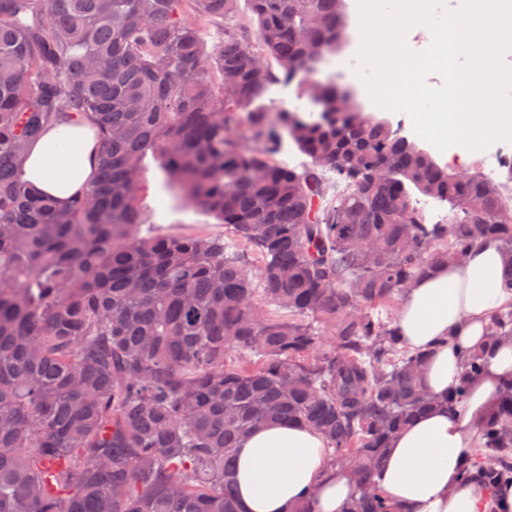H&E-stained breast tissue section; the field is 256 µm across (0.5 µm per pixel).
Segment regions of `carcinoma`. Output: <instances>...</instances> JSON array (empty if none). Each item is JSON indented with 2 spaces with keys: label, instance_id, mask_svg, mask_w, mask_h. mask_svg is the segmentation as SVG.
I'll return each instance as SVG.
<instances>
[{
  "label": "carcinoma",
  "instance_id": "cac0c4a2",
  "mask_svg": "<svg viewBox=\"0 0 512 512\" xmlns=\"http://www.w3.org/2000/svg\"><path fill=\"white\" fill-rule=\"evenodd\" d=\"M237 2L0 0V512H241L237 444L267 423L325 438L356 483L343 512H411L373 481L390 439L483 373L469 354L429 395L394 311L478 243L512 260V161L502 182L452 169L322 74L338 0ZM294 82L317 112L263 104ZM77 120L99 170L60 206L24 152ZM289 143L303 166L276 162ZM149 156L224 234L142 233ZM488 336L512 340V309ZM462 478L512 483V386Z\"/></svg>",
  "mask_w": 512,
  "mask_h": 512
}]
</instances>
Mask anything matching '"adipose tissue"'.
I'll list each match as a JSON object with an SVG mask.
<instances>
[{
  "mask_svg": "<svg viewBox=\"0 0 512 512\" xmlns=\"http://www.w3.org/2000/svg\"><path fill=\"white\" fill-rule=\"evenodd\" d=\"M68 136L79 141L78 150L63 149ZM96 165L91 131L71 124L49 129L29 146L24 160L31 185L61 204L90 179ZM511 264L496 243L478 244L463 265H441L418 279L397 312L402 338L427 355L422 384L433 396L453 391L465 353L485 358L484 373L467 394L452 408L438 406L415 417L391 440L375 472L378 487L411 512H512L511 485L489 492L459 475L512 382V341L492 345L485 336L491 318L512 308L506 279ZM329 453L326 441L305 426L253 431L236 455V496L243 512H290L310 490L317 512H341L354 486L343 470L329 467Z\"/></svg>",
  "mask_w": 512,
  "mask_h": 512,
  "instance_id": "obj_1",
  "label": "adipose tissue"
}]
</instances>
